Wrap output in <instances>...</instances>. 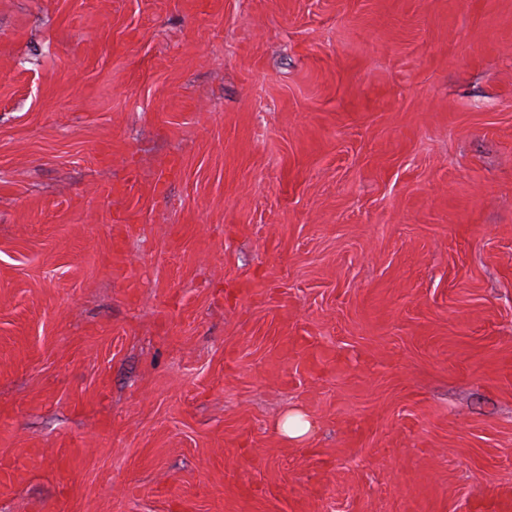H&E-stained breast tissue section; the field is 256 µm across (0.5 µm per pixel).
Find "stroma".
Here are the masks:
<instances>
[{"mask_svg":"<svg viewBox=\"0 0 512 512\" xmlns=\"http://www.w3.org/2000/svg\"><path fill=\"white\" fill-rule=\"evenodd\" d=\"M504 490L512 0H0V512ZM311 424L299 413H289L278 423L279 431L290 439H298L306 435Z\"/></svg>","mask_w":512,"mask_h":512,"instance_id":"35a3bbf8","label":"stroma"}]
</instances>
